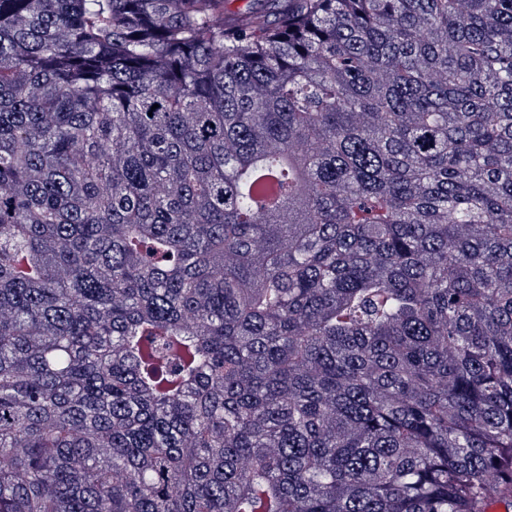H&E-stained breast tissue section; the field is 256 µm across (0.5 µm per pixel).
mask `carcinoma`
I'll return each mask as SVG.
<instances>
[{
    "instance_id": "cac0c4a2",
    "label": "carcinoma",
    "mask_w": 512,
    "mask_h": 512,
    "mask_svg": "<svg viewBox=\"0 0 512 512\" xmlns=\"http://www.w3.org/2000/svg\"><path fill=\"white\" fill-rule=\"evenodd\" d=\"M506 495L512 0H0V512Z\"/></svg>"
}]
</instances>
